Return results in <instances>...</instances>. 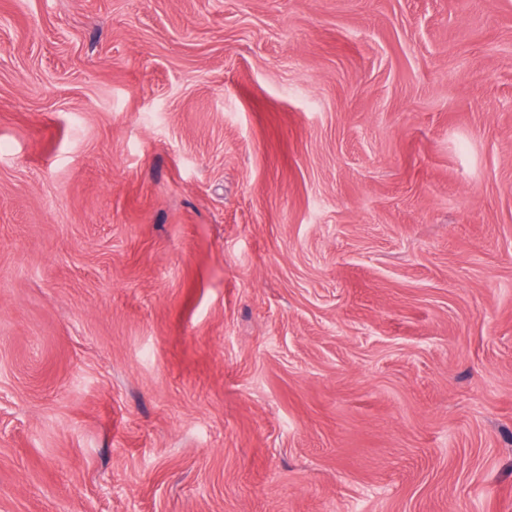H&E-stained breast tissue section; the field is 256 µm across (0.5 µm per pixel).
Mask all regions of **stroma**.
Masks as SVG:
<instances>
[{"mask_svg": "<svg viewBox=\"0 0 512 512\" xmlns=\"http://www.w3.org/2000/svg\"><path fill=\"white\" fill-rule=\"evenodd\" d=\"M0 512H512V0H0Z\"/></svg>", "mask_w": 512, "mask_h": 512, "instance_id": "stroma-1", "label": "stroma"}]
</instances>
